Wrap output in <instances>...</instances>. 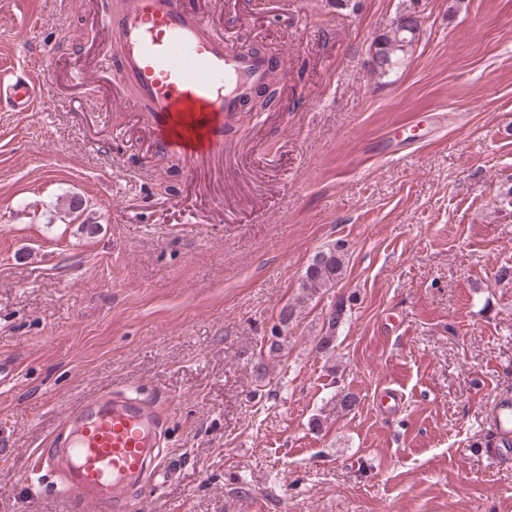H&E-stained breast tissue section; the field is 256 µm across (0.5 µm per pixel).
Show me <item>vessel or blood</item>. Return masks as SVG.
<instances>
[{
  "label": "vessel or blood",
  "mask_w": 512,
  "mask_h": 512,
  "mask_svg": "<svg viewBox=\"0 0 512 512\" xmlns=\"http://www.w3.org/2000/svg\"><path fill=\"white\" fill-rule=\"evenodd\" d=\"M115 51L116 99L143 107L156 146L208 165L224 155V115L258 87L282 80L284 61L246 53L215 26L210 0H121L106 22ZM46 64L0 76V104L14 112L43 105ZM61 445L34 449L27 471L49 479L68 512H144L127 496L133 482L168 477L160 451L165 421L154 402L127 389L86 398L64 420ZM491 453L512 464V397L489 419Z\"/></svg>",
  "instance_id": "1"
}]
</instances>
